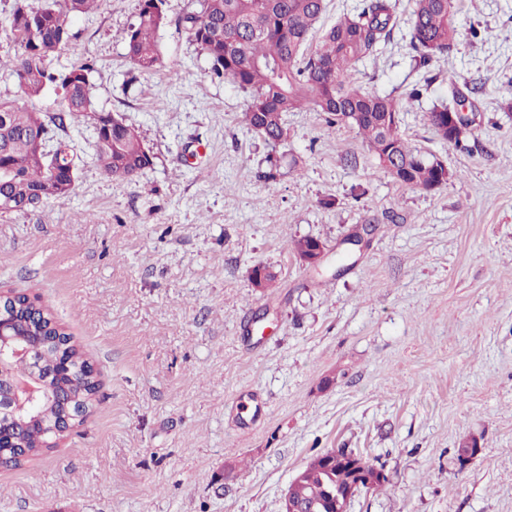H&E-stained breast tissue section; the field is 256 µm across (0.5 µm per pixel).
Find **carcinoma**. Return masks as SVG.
Wrapping results in <instances>:
<instances>
[{"instance_id": "obj_1", "label": "carcinoma", "mask_w": 512, "mask_h": 512, "mask_svg": "<svg viewBox=\"0 0 512 512\" xmlns=\"http://www.w3.org/2000/svg\"><path fill=\"white\" fill-rule=\"evenodd\" d=\"M97 2L44 0L34 9L27 0H15L12 10L0 17V30L20 48L11 64L18 86L29 97L41 95L49 85L60 89L58 111L46 117L0 99V114L5 116L0 121V199L10 200L20 212L69 197L74 179L67 176L68 165L77 154L59 133H67L66 121L72 118L82 117L93 128L96 159L106 176L132 180L154 166V154L136 129L97 108L89 65H74L64 73L50 68L70 39V19ZM164 2L139 0L137 20L126 31L127 57L142 72L163 66L158 34L167 22ZM199 6L197 13L184 18L191 40L207 57L211 77L249 94L243 112L249 130L273 146L284 144V116L309 107L323 113L330 124L356 129L391 179L433 190L437 170L400 134L403 100L379 95L353 79L359 63L376 58L396 26L395 0H363L359 10L330 24L323 21L326 0H199ZM454 14L455 0H413L409 46L417 68L426 69L453 50ZM316 30L321 36L313 43ZM52 140L63 152L54 176L44 158ZM12 316L15 339L21 344L38 329L46 336L66 335L58 332L48 310L27 302L24 295L18 297ZM66 353L76 373L63 383L76 400L90 407L97 381L85 373L87 359L76 345L69 344ZM24 442L28 456L51 447L42 421L29 425ZM342 455V448L316 455L289 486V497L298 500L304 512H331L328 491L356 482V468Z\"/></svg>"}]
</instances>
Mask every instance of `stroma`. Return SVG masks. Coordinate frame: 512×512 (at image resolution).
Masks as SVG:
<instances>
[{"label":"stroma","mask_w":512,"mask_h":512,"mask_svg":"<svg viewBox=\"0 0 512 512\" xmlns=\"http://www.w3.org/2000/svg\"><path fill=\"white\" fill-rule=\"evenodd\" d=\"M396 3L390 43L356 78L398 98L423 73L412 0ZM456 8V47L401 114L450 172L431 192L390 179L322 113H287L277 147L249 131L248 94L211 79L189 40L197 0H165L149 73L125 58L138 0L71 19L51 69L91 64L97 107L155 162L104 176L75 120L70 197L0 212V290L39 297L99 381L57 448L0 467V512H282L295 474L337 448L385 476L350 512H512V0ZM456 89L472 123L454 145L429 115ZM1 98L48 115L59 93L27 97L0 66ZM305 237L329 252L319 268L293 249ZM257 266L273 287H255ZM471 438L480 451L459 462Z\"/></svg>","instance_id":"1"}]
</instances>
